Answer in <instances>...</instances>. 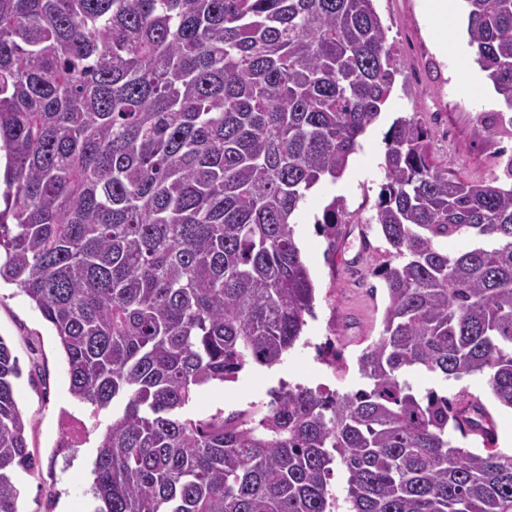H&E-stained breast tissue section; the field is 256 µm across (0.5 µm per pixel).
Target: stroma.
I'll list each match as a JSON object with an SVG mask.
<instances>
[{"mask_svg": "<svg viewBox=\"0 0 512 512\" xmlns=\"http://www.w3.org/2000/svg\"><path fill=\"white\" fill-rule=\"evenodd\" d=\"M389 29V41L403 68L397 74L373 136L358 150L356 165L336 183L312 191L301 211L302 254L316 286L317 317L309 321L308 343L296 346L273 367H255L233 383L198 389L184 417L196 419L220 411L246 408L265 399L280 381L326 385L348 391L360 387L356 358L382 330L386 296L380 279L371 276L383 262L385 244L372 217L384 181L386 134L394 119L419 116L431 130L430 151L449 170L468 179L494 178L508 154L512 136L496 133V115L506 106L495 90L465 95L460 74L435 50L439 38L422 0H374ZM342 197L351 214L336 247H329L316 224L332 197ZM335 329L346 370L335 372L313 359L315 343ZM0 336L10 342L22 368L16 399L27 419V441L36 468L19 473V512H92L91 464L102 434L122 405L100 412L69 392L65 359L58 338L28 298L12 284L0 285ZM83 421L89 435L79 447L60 445L68 421Z\"/></svg>", "mask_w": 512, "mask_h": 512, "instance_id": "stroma-1", "label": "stroma"}]
</instances>
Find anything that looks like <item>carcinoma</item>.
I'll return each instance as SVG.
<instances>
[{
    "label": "carcinoma",
    "mask_w": 512,
    "mask_h": 512,
    "mask_svg": "<svg viewBox=\"0 0 512 512\" xmlns=\"http://www.w3.org/2000/svg\"><path fill=\"white\" fill-rule=\"evenodd\" d=\"M469 44L512 108V0H466ZM398 68L373 0H0V281L55 331L70 393L117 403L95 512H512V454L449 433L512 409V159L469 181L416 117L387 134L372 217L386 306L369 388L297 384L263 411L181 416L201 386L284 360L315 317L301 203L340 179ZM349 212L317 221L336 245ZM467 235L449 254L439 242ZM0 336V512L34 469ZM346 474L336 495L334 468ZM420 375L416 377L415 387L424 392L427 389H434L442 394H448V397H454L459 391L465 389L472 394L480 396L482 401L488 405L489 395L486 391L484 382L479 377H465L460 381L444 380L440 376L429 373L425 370H419Z\"/></svg>",
    "instance_id": "obj_1"
}]
</instances>
